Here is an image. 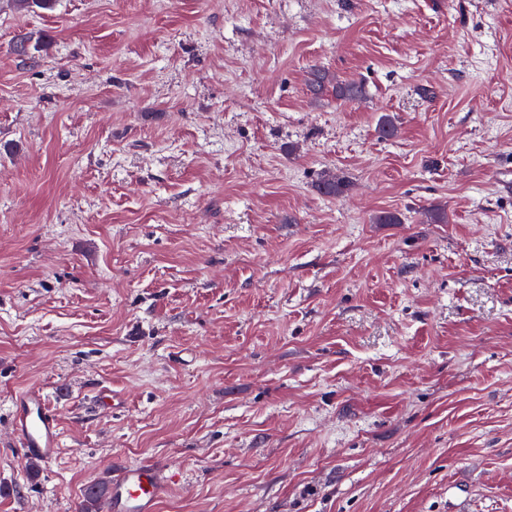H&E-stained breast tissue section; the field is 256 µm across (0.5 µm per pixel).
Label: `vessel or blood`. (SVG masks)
Listing matches in <instances>:
<instances>
[{
    "instance_id": "1",
    "label": "vessel or blood",
    "mask_w": 512,
    "mask_h": 512,
    "mask_svg": "<svg viewBox=\"0 0 512 512\" xmlns=\"http://www.w3.org/2000/svg\"><path fill=\"white\" fill-rule=\"evenodd\" d=\"M11 442L25 459L52 463L61 447L58 415L42 387L30 385L15 394L11 409ZM171 477L154 463L127 464L114 469L100 512H157L169 491Z\"/></svg>"
}]
</instances>
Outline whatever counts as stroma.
<instances>
[{
    "instance_id": "35a3bbf8",
    "label": "stroma",
    "mask_w": 512,
    "mask_h": 512,
    "mask_svg": "<svg viewBox=\"0 0 512 512\" xmlns=\"http://www.w3.org/2000/svg\"><path fill=\"white\" fill-rule=\"evenodd\" d=\"M138 462L158 512H512V0H0V512ZM308 90L315 98L325 95L329 88L334 92L337 99L353 100L362 95V88L354 82L342 83L335 80L326 72L314 70L308 80ZM10 434L22 458L44 464L56 459L62 440L61 423L42 387L30 385L14 395Z\"/></svg>"
}]
</instances>
